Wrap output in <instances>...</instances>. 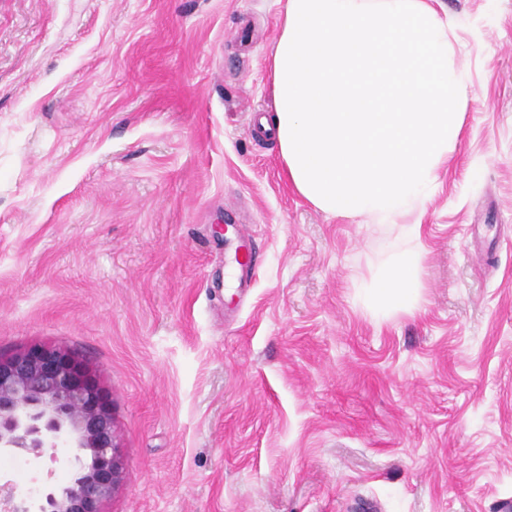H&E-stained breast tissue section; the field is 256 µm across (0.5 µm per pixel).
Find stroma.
Returning a JSON list of instances; mask_svg holds the SVG:
<instances>
[{
  "label": "stroma",
  "instance_id": "obj_1",
  "mask_svg": "<svg viewBox=\"0 0 512 512\" xmlns=\"http://www.w3.org/2000/svg\"><path fill=\"white\" fill-rule=\"evenodd\" d=\"M442 4L475 94L421 217L378 224L258 128L282 0H0V352L92 364L102 512H512V0ZM414 222L420 305L376 320L359 283ZM69 470L0 454L25 494Z\"/></svg>",
  "mask_w": 512,
  "mask_h": 512
}]
</instances>
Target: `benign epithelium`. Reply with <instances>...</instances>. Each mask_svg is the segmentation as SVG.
Returning <instances> with one entry per match:
<instances>
[{"label": "benign epithelium", "mask_w": 512, "mask_h": 512, "mask_svg": "<svg viewBox=\"0 0 512 512\" xmlns=\"http://www.w3.org/2000/svg\"><path fill=\"white\" fill-rule=\"evenodd\" d=\"M61 439L68 481L20 502L0 484V512H101L124 473L110 400L86 359L53 345L0 354V451L40 456Z\"/></svg>", "instance_id": "1"}]
</instances>
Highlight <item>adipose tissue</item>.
<instances>
[{
    "label": "adipose tissue",
    "instance_id": "1",
    "mask_svg": "<svg viewBox=\"0 0 512 512\" xmlns=\"http://www.w3.org/2000/svg\"><path fill=\"white\" fill-rule=\"evenodd\" d=\"M440 0H286L261 126L316 208L382 224L422 206L471 94ZM423 254L406 243L361 284L376 318L414 312Z\"/></svg>",
    "mask_w": 512,
    "mask_h": 512
}]
</instances>
